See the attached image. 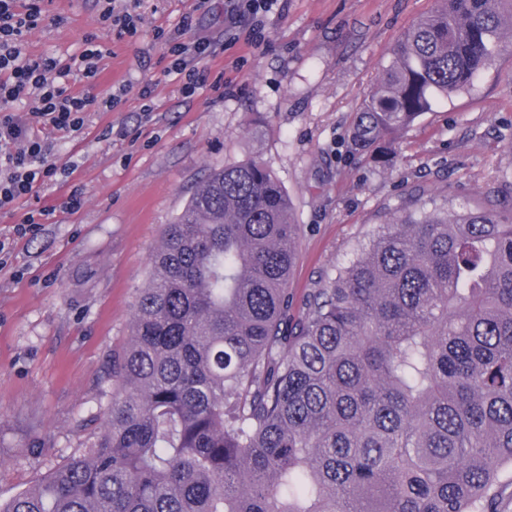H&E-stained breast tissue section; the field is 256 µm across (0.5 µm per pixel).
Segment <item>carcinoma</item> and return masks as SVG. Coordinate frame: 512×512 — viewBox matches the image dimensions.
Segmentation results:
<instances>
[{
    "instance_id": "obj_1",
    "label": "carcinoma",
    "mask_w": 512,
    "mask_h": 512,
    "mask_svg": "<svg viewBox=\"0 0 512 512\" xmlns=\"http://www.w3.org/2000/svg\"><path fill=\"white\" fill-rule=\"evenodd\" d=\"M356 112L353 149L468 91L512 0H435ZM300 226L258 157L164 226L106 427L0 512H509L512 211L381 224L291 316Z\"/></svg>"
}]
</instances>
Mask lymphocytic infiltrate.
<instances>
[{
    "instance_id": "1",
    "label": "lymphocytic infiltrate",
    "mask_w": 512,
    "mask_h": 512,
    "mask_svg": "<svg viewBox=\"0 0 512 512\" xmlns=\"http://www.w3.org/2000/svg\"><path fill=\"white\" fill-rule=\"evenodd\" d=\"M46 19L45 0H0V211H11L24 199L38 200L41 189L74 170L49 161L38 126L79 133L88 112L111 111L122 101L118 92L103 99L89 92L103 57L95 39H85L82 52L67 66L49 55L26 53L28 35ZM191 28L186 21L165 36L172 67L187 94L195 92L199 65L212 54L209 41L191 38ZM21 101L29 104L23 116L15 110Z\"/></svg>"
}]
</instances>
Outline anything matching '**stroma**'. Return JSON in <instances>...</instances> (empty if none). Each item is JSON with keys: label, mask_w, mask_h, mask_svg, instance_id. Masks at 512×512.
Here are the masks:
<instances>
[{"label": "stroma", "mask_w": 512, "mask_h": 512, "mask_svg": "<svg viewBox=\"0 0 512 512\" xmlns=\"http://www.w3.org/2000/svg\"><path fill=\"white\" fill-rule=\"evenodd\" d=\"M136 0L142 23L116 38L95 0H49V22L27 51L69 63L96 36L104 56L95 94L125 87L120 106L91 112L82 133L44 130L57 165L78 159L68 188L48 186L53 214L18 235L29 205L0 214V496L27 488L103 428L108 358L129 335L150 257L211 168L260 157L279 177L300 226L289 288L294 309L347 265L377 225L421 205L485 207L512 188V52L475 88L436 104L395 135L382 167L349 143L355 113L401 34L435 0H278L259 48L229 43L227 0ZM192 15V34L219 40L194 94L181 90L155 36ZM152 81L154 110H140ZM85 427H77V420ZM39 438L42 450L27 444Z\"/></svg>", "instance_id": "35a3bbf8"}]
</instances>
